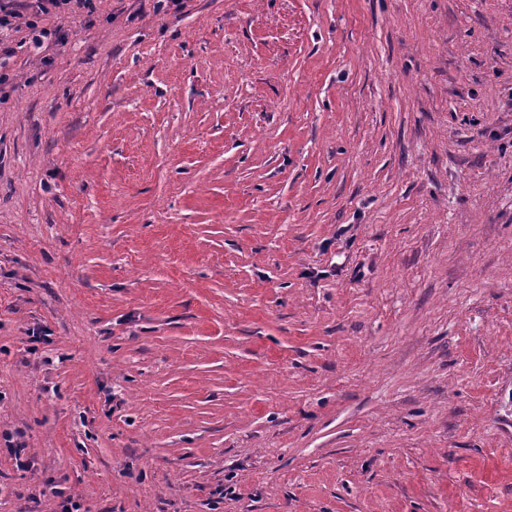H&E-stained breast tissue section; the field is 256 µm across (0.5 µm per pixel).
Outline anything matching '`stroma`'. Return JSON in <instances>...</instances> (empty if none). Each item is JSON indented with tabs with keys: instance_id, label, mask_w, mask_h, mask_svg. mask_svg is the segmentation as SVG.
<instances>
[{
	"instance_id": "1",
	"label": "stroma",
	"mask_w": 512,
	"mask_h": 512,
	"mask_svg": "<svg viewBox=\"0 0 512 512\" xmlns=\"http://www.w3.org/2000/svg\"><path fill=\"white\" fill-rule=\"evenodd\" d=\"M0 39V512H512V0H71Z\"/></svg>"
}]
</instances>
